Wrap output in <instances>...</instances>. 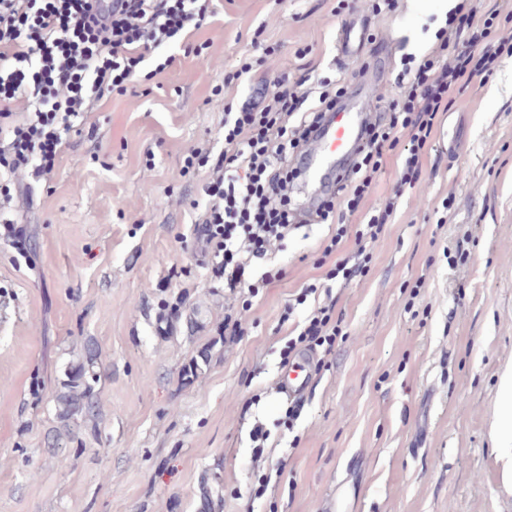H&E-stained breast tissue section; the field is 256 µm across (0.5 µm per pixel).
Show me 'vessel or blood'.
Instances as JSON below:
<instances>
[{
    "label": "vessel or blood",
    "mask_w": 512,
    "mask_h": 512,
    "mask_svg": "<svg viewBox=\"0 0 512 512\" xmlns=\"http://www.w3.org/2000/svg\"><path fill=\"white\" fill-rule=\"evenodd\" d=\"M362 43L353 22L340 25L336 33V50L340 59L353 56ZM363 120L349 111H340L330 129L321 136V146L310 152L305 163L304 181L326 184L333 172H344L350 166ZM308 361L297 362L282 378V391L288 398L303 397L311 384Z\"/></svg>",
    "instance_id": "b4317fda"
}]
</instances>
